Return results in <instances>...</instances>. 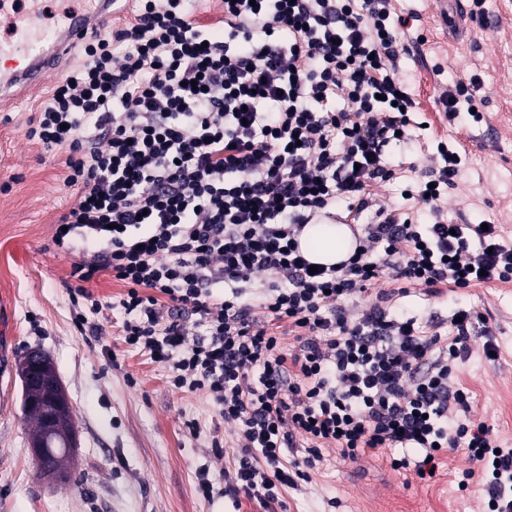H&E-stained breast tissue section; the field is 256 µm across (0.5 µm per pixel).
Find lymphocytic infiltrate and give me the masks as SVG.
<instances>
[{
  "label": "lymphocytic infiltrate",
  "instance_id": "lymphocytic-infiltrate-1",
  "mask_svg": "<svg viewBox=\"0 0 512 512\" xmlns=\"http://www.w3.org/2000/svg\"><path fill=\"white\" fill-rule=\"evenodd\" d=\"M134 2L131 22L81 45L25 136L68 151L72 202L52 243L92 248L66 282L75 326L102 311L89 285L111 275L124 343L205 394L235 436L222 489L203 471L197 494L273 512L324 449L426 478L462 448L474 467L460 488L479 483L485 512H512V448L468 418L457 382L474 311L450 323L393 305L412 285L512 282V245L441 206L458 141L437 140L407 188L430 224L371 192L392 180L386 154L417 109L409 17L392 0H219L211 26L196 0ZM473 89L441 87L449 124L482 121ZM335 218L361 223L354 252L310 273L298 237ZM387 272L397 287L376 289Z\"/></svg>",
  "mask_w": 512,
  "mask_h": 512
}]
</instances>
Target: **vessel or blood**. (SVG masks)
Masks as SVG:
<instances>
[{
    "instance_id": "vessel-or-blood-1",
    "label": "vessel or blood",
    "mask_w": 512,
    "mask_h": 512,
    "mask_svg": "<svg viewBox=\"0 0 512 512\" xmlns=\"http://www.w3.org/2000/svg\"><path fill=\"white\" fill-rule=\"evenodd\" d=\"M0 0V19L9 32L0 36V97L17 85L36 89L77 43L104 31L117 0Z\"/></svg>"
}]
</instances>
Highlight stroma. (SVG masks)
Masks as SVG:
<instances>
[{"mask_svg":"<svg viewBox=\"0 0 512 512\" xmlns=\"http://www.w3.org/2000/svg\"><path fill=\"white\" fill-rule=\"evenodd\" d=\"M432 2L395 4L418 14L412 31L426 38L420 54L404 61L419 107L409 132L416 149L390 148L397 177L376 194L383 204L402 205L409 164L426 167L423 148L432 139H456L467 164L444 203L449 220L489 221L512 242V140L501 136L502 128H512V0H483V25L467 15L446 23ZM433 60L442 63L441 76L431 72ZM473 76L484 120L451 126L436 102L437 85ZM45 96L22 92L0 101V185H10L0 188V315L11 324L9 362L0 368V512H263L245 498L237 504L221 495L206 500L195 491L199 471L216 476L224 468L213 442L232 441L217 406L203 394L170 386L162 365L125 345L120 311L106 307L96 315L100 335L75 327L63 280L85 259L86 245L75 242L66 253L51 245L54 224L71 203L63 183L66 152L46 155L24 137ZM457 303L487 318L499 349L498 359L490 360L484 336L470 342V357L458 371L470 417L499 442L512 443V283L446 288L428 297L414 290L398 305L446 319ZM33 348L50 355L73 411L78 447L71 476L62 482L41 477L30 453L32 426L14 363ZM190 421L197 433H189ZM324 456L306 492L285 493L286 512H483L480 488H457L471 466L464 450L448 452L436 475L424 480L392 470L377 456L345 461L331 448Z\"/></svg>","mask_w":512,"mask_h":512,"instance_id":"stroma-1","label":"stroma"}]
</instances>
